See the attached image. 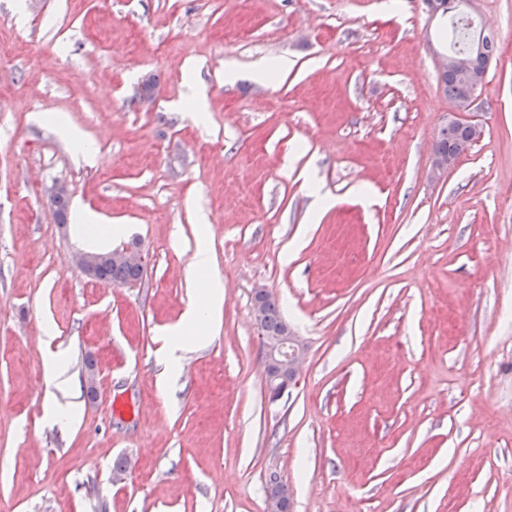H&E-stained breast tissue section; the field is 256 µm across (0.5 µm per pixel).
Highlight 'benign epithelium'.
Segmentation results:
<instances>
[{"mask_svg": "<svg viewBox=\"0 0 512 512\" xmlns=\"http://www.w3.org/2000/svg\"><path fill=\"white\" fill-rule=\"evenodd\" d=\"M477 68V50L462 51L455 55L442 56L438 60V74L451 72L459 83L464 100L468 103L475 100L478 85L475 83ZM456 164V159L440 153H433L430 172L440 179ZM115 260L140 268L145 267V259L141 252L133 248H117L106 255L84 253L77 257V264L89 277L95 276L98 264L103 260ZM264 346V375L266 398L271 406L288 402L300 382L302 364L307 355L306 342L290 327L285 326L282 335L272 340H262ZM265 512H293L289 490L266 500Z\"/></svg>", "mask_w": 512, "mask_h": 512, "instance_id": "7a95c632", "label": "benign epithelium"}]
</instances>
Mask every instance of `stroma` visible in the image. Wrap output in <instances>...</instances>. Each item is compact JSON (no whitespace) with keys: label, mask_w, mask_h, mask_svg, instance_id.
<instances>
[{"label":"stroma","mask_w":512,"mask_h":512,"mask_svg":"<svg viewBox=\"0 0 512 512\" xmlns=\"http://www.w3.org/2000/svg\"><path fill=\"white\" fill-rule=\"evenodd\" d=\"M474 7L502 37L462 115L482 135L436 180L454 105L423 0H0V512H265L271 468L294 512H512V0ZM56 182L99 223H57ZM202 242L221 319L162 387ZM121 245L136 285L75 260ZM259 287L308 344L277 407ZM45 385L51 418L62 425L74 424L79 417L78 404H61L56 400L55 391L66 392L72 387V378L67 375V370L59 363L58 358L52 361L45 375Z\"/></svg>","instance_id":"35a3bbf8"}]
</instances>
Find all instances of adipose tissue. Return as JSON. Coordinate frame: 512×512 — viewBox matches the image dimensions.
Segmentation results:
<instances>
[{
  "instance_id": "1",
  "label": "adipose tissue",
  "mask_w": 512,
  "mask_h": 512,
  "mask_svg": "<svg viewBox=\"0 0 512 512\" xmlns=\"http://www.w3.org/2000/svg\"><path fill=\"white\" fill-rule=\"evenodd\" d=\"M193 275L202 276L204 288L198 294L196 302L189 305L182 316L179 326L162 333L163 345L159 350L160 360L165 369L174 368L181 359L189 342H202L211 336L216 327V318L224 304V283L213 272V262L206 245H199L192 262ZM46 400L53 420L63 425L74 424L79 417L76 403H59L57 393L72 387V378L59 361H52L46 375Z\"/></svg>"
}]
</instances>
